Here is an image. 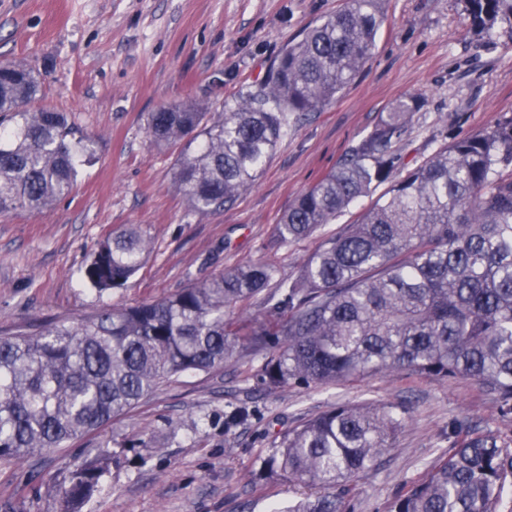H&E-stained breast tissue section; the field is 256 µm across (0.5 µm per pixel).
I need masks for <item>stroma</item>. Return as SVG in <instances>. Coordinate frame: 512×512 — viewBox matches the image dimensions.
Masks as SVG:
<instances>
[{"instance_id":"1","label":"stroma","mask_w":512,"mask_h":512,"mask_svg":"<svg viewBox=\"0 0 512 512\" xmlns=\"http://www.w3.org/2000/svg\"><path fill=\"white\" fill-rule=\"evenodd\" d=\"M345 0H0V63L40 76L41 101L96 140L70 194L40 211L0 215V334L75 322L104 307L163 299L239 264L266 260L295 276L321 239L277 244L296 197L335 167L398 100L419 97L400 152L415 166L454 138L512 117V22L475 29L465 0H378L375 48L321 111L288 116L255 184L227 209L191 211L174 186L178 148L158 149L148 113L188 101L213 107L257 89L282 48ZM152 249L126 287L98 291L84 270L100 240L129 226ZM260 358L174 377L129 412L25 462L0 459V512H59L58 488L84 460H117L83 512H268L314 487L259 469L285 430L333 405L386 404L409 420L394 450L355 480L353 512H387L451 445L454 426L512 446V415L462 378L395 371L320 387L267 388ZM253 408L232 432L224 414Z\"/></svg>"}]
</instances>
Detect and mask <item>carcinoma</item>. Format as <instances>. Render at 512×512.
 Listing matches in <instances>:
<instances>
[{
    "label": "carcinoma",
    "mask_w": 512,
    "mask_h": 512,
    "mask_svg": "<svg viewBox=\"0 0 512 512\" xmlns=\"http://www.w3.org/2000/svg\"><path fill=\"white\" fill-rule=\"evenodd\" d=\"M377 0H347L288 44L259 89L212 112L185 102L148 113L156 146L184 143L175 188L195 212L232 206L260 174L290 112H316L360 73L382 18ZM474 27L512 17V0H466ZM32 70L0 65V213L41 210L72 190L96 142L65 112L25 108ZM421 107L399 100L302 192L275 226L280 244L313 236L383 183L352 224L325 237L294 278L270 262L237 265L154 302L114 306L87 323H48L0 337V458L60 448L137 405L161 383L250 353L277 389L392 371L467 377L512 413V117L405 167L398 145ZM150 240L128 227L101 241L85 269L100 291L124 287ZM257 301L261 309L246 306ZM252 410L224 414V431ZM404 414L344 405L280 436L267 472L319 489L271 512H349L361 472L394 448ZM112 466L87 460L60 490V512H81ZM512 448L466 428L448 454L406 484L388 512H504Z\"/></svg>",
    "instance_id": "cac0c4a2"
}]
</instances>
